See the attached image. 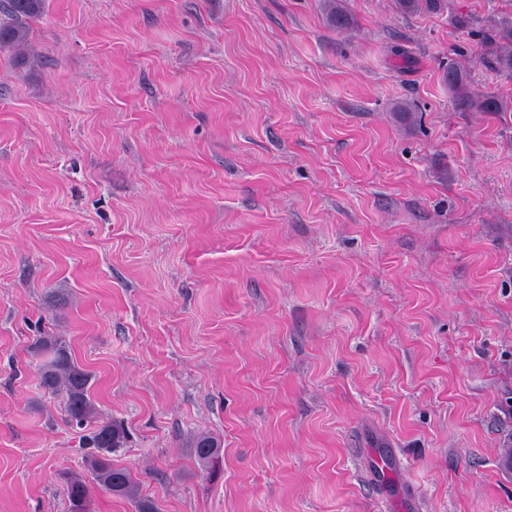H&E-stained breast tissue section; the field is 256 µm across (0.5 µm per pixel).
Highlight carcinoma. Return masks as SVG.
<instances>
[{"mask_svg":"<svg viewBox=\"0 0 512 512\" xmlns=\"http://www.w3.org/2000/svg\"><path fill=\"white\" fill-rule=\"evenodd\" d=\"M403 12L436 14L447 8V0H397ZM45 0H0V51L8 50L24 61L30 42L32 22L41 18ZM327 23L336 31L354 27L351 16L340 0H322ZM482 52L479 62L498 75L512 80V14H504L482 30ZM450 102L460 112H512V101L493 94H480L471 88L468 73L462 62L448 64L446 72ZM31 349L46 360L40 365V381L52 394L64 393V412L67 421L91 429L85 447L91 449L88 463L94 480L119 497L134 500L136 512H157L154 501L141 497L130 470L112 462V455L124 446L125 432L115 423L100 418L91 389L94 375L76 363L66 342L54 336H38ZM197 461L207 470L219 463L217 441L206 434L192 441ZM70 512H88L85 483L65 478Z\"/></svg>","mask_w":512,"mask_h":512,"instance_id":"obj_1","label":"carcinoma"}]
</instances>
